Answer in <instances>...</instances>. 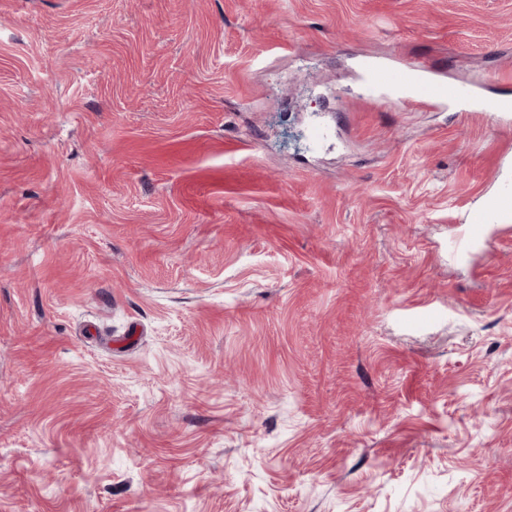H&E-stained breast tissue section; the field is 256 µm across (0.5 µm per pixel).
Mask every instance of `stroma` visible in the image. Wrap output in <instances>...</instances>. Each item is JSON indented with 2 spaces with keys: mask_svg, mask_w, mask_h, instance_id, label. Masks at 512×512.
I'll list each match as a JSON object with an SVG mask.
<instances>
[{
  "mask_svg": "<svg viewBox=\"0 0 512 512\" xmlns=\"http://www.w3.org/2000/svg\"><path fill=\"white\" fill-rule=\"evenodd\" d=\"M507 84L512 0H0V512H512ZM418 74L422 81L413 87V77ZM368 89L379 97L391 94L402 108H437L450 101H465L472 89L435 80L425 66L415 63L403 71L370 68L364 76ZM465 233L453 235L450 249L453 256L468 252L485 241L489 224L512 223V192L505 190L486 195L480 206L468 213Z\"/></svg>",
  "mask_w": 512,
  "mask_h": 512,
  "instance_id": "35a3bbf8",
  "label": "stroma"
}]
</instances>
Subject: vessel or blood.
I'll return each instance as SVG.
<instances>
[{"label": "vessel or blood", "instance_id": "b4317fda", "mask_svg": "<svg viewBox=\"0 0 512 512\" xmlns=\"http://www.w3.org/2000/svg\"><path fill=\"white\" fill-rule=\"evenodd\" d=\"M364 82L375 96L393 95L404 108H437L451 101L467 100L471 92L461 86L435 80L421 64L398 71L385 68L368 69ZM512 223V192L505 190L486 195L480 206L468 214L465 233L452 236V255H460L482 244L489 225Z\"/></svg>", "mask_w": 512, "mask_h": 512}]
</instances>
